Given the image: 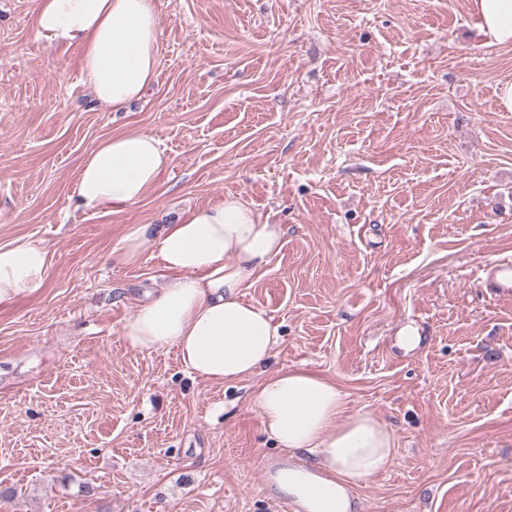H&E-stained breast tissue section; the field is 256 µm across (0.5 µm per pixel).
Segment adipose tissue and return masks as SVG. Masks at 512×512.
Instances as JSON below:
<instances>
[{"label": "adipose tissue", "mask_w": 512, "mask_h": 512, "mask_svg": "<svg viewBox=\"0 0 512 512\" xmlns=\"http://www.w3.org/2000/svg\"><path fill=\"white\" fill-rule=\"evenodd\" d=\"M34 24L48 43L77 47L95 102L118 111L155 80L159 63L156 0H33ZM477 28L489 43L512 47V0H472ZM152 134L129 130L102 140L79 166L70 197L76 208L118 212L139 202L169 166ZM283 247L280 225L262 222L241 199L228 195L196 207L151 234L135 224L122 239L119 260L136 263L156 252L174 282L124 323V341L142 352L175 349L184 368L215 382L260 373L278 342L263 309L243 297L249 280ZM51 256L37 242L0 243V306L43 288ZM265 433L282 448L306 452L320 470L306 489L302 470L282 472V493L329 497L348 512V488L387 471L395 439L374 414L347 408L346 396L320 371L282 368L252 395Z\"/></svg>", "instance_id": "ef3b65f1"}]
</instances>
